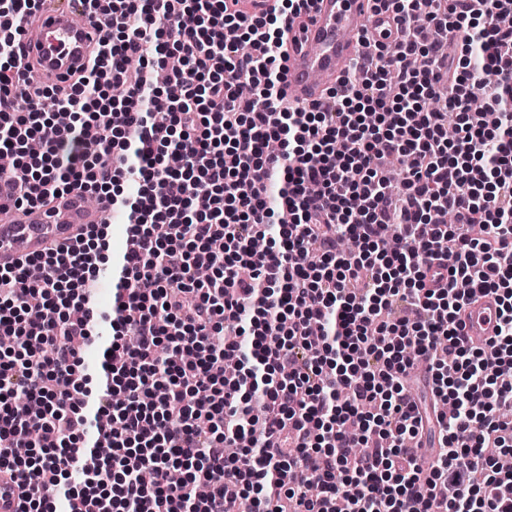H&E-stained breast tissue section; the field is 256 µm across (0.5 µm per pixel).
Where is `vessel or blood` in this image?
I'll list each match as a JSON object with an SVG mask.
<instances>
[{"mask_svg":"<svg viewBox=\"0 0 512 512\" xmlns=\"http://www.w3.org/2000/svg\"><path fill=\"white\" fill-rule=\"evenodd\" d=\"M398 28L393 14L375 9L372 0H314L288 26L285 104L302 109L321 102L368 44H392ZM100 36L79 0H40L22 39L23 54L34 72L63 93L71 72L86 66ZM111 213L110 201L89 205L77 189L57 197L51 207H28L16 221L0 223V262L69 241L77 228L106 222ZM496 319L495 299L481 298L467 306L462 333L473 344H486Z\"/></svg>","mask_w":512,"mask_h":512,"instance_id":"b4317fda","label":"vessel or blood"}]
</instances>
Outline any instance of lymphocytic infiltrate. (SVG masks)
I'll return each mask as SVG.
<instances>
[{"instance_id":"1","label":"lymphocytic infiltrate","mask_w":512,"mask_h":512,"mask_svg":"<svg viewBox=\"0 0 512 512\" xmlns=\"http://www.w3.org/2000/svg\"><path fill=\"white\" fill-rule=\"evenodd\" d=\"M39 2L0 0L15 203L96 191L140 245L94 397L81 351L106 225L0 264V332L23 347L0 355V470L30 488L18 512H237L248 497L255 512H512V470L486 453H512V0H374L404 33L309 109L283 97L285 27L311 0L254 16L242 0H84L98 60L53 96L62 126L16 50ZM485 296L498 323L477 348L460 317ZM411 350L422 397L404 384Z\"/></svg>"}]
</instances>
